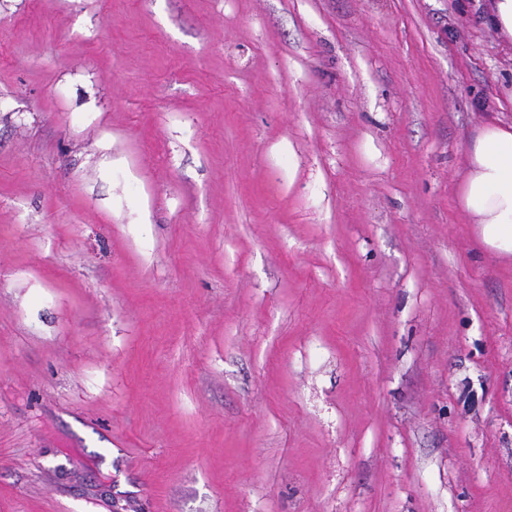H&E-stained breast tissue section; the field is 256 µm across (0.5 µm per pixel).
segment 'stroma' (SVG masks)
I'll return each mask as SVG.
<instances>
[{"instance_id":"stroma-1","label":"stroma","mask_w":512,"mask_h":512,"mask_svg":"<svg viewBox=\"0 0 512 512\" xmlns=\"http://www.w3.org/2000/svg\"><path fill=\"white\" fill-rule=\"evenodd\" d=\"M476 6L0 0V512H512Z\"/></svg>"}]
</instances>
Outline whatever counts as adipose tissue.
<instances>
[{
	"instance_id": "adipose-tissue-1",
	"label": "adipose tissue",
	"mask_w": 512,
	"mask_h": 512,
	"mask_svg": "<svg viewBox=\"0 0 512 512\" xmlns=\"http://www.w3.org/2000/svg\"><path fill=\"white\" fill-rule=\"evenodd\" d=\"M458 204L485 249L512 258V123L492 119L467 153Z\"/></svg>"
}]
</instances>
